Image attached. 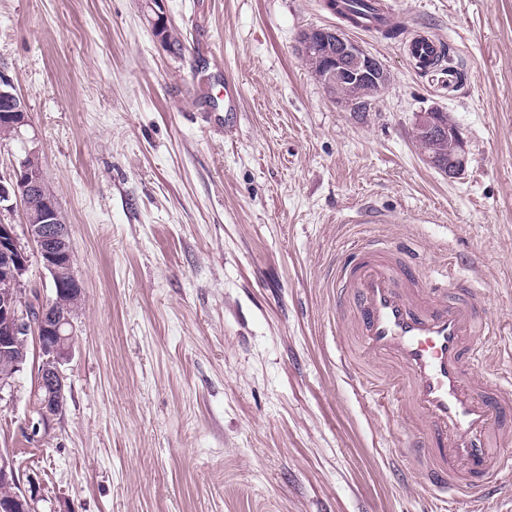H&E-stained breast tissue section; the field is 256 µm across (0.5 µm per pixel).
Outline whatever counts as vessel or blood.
<instances>
[{
  "label": "vessel or blood",
  "mask_w": 512,
  "mask_h": 512,
  "mask_svg": "<svg viewBox=\"0 0 512 512\" xmlns=\"http://www.w3.org/2000/svg\"><path fill=\"white\" fill-rule=\"evenodd\" d=\"M441 48L433 34L409 38L414 63ZM474 293L450 290L447 279L423 281L406 253L383 238L352 245L336 266V306L351 310L357 351L391 363L379 395L403 402L414 422L403 450L417 478L440 501L473 503L501 494L512 475V376L484 379L492 331Z\"/></svg>",
  "instance_id": "b4317fda"
}]
</instances>
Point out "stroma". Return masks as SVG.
<instances>
[{"instance_id":"obj_1","label":"stroma","mask_w":512,"mask_h":512,"mask_svg":"<svg viewBox=\"0 0 512 512\" xmlns=\"http://www.w3.org/2000/svg\"><path fill=\"white\" fill-rule=\"evenodd\" d=\"M324 2L166 0L178 58L144 0H0V73L84 289L63 414L37 424L34 354L0 407L39 512H471L400 467L402 403L350 379L334 267L372 237L417 244L425 277L456 256L512 345V0H379L454 61L428 75L353 32L391 74L363 116L294 50L345 28ZM432 108L467 141L462 178L421 157Z\"/></svg>"}]
</instances>
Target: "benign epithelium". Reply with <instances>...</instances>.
<instances>
[{
  "mask_svg": "<svg viewBox=\"0 0 512 512\" xmlns=\"http://www.w3.org/2000/svg\"><path fill=\"white\" fill-rule=\"evenodd\" d=\"M296 52L322 73L320 83L329 90L341 89L336 104L348 112L362 114L363 97H382L390 85V73L377 56L352 40L342 29L311 27L296 39ZM11 80L0 75V97L12 100L13 110L3 114L11 139H23L30 125L25 101L15 92ZM423 144L424 161L450 178L464 173L468 162L467 142L447 113L437 108L425 112L416 124ZM46 182L39 149L23 147L9 170L0 174V210L23 206L22 230L0 222V355L12 359V366L0 374V402H11L23 372L28 344L34 343L43 357L37 375L35 412L43 426L50 425L60 412L58 399L66 396L67 382L62 371L74 345V318L83 300V288L74 274V254L69 225L55 197H43L31 209L28 200L43 192ZM37 255L48 271L53 296L45 299L29 288L25 275L31 255ZM8 497L0 500L3 512H38L39 489L34 479L21 485L15 461L0 449V490Z\"/></svg>",
  "mask_w": 512,
  "mask_h": 512,
  "instance_id": "1",
  "label": "benign epithelium"
}]
</instances>
